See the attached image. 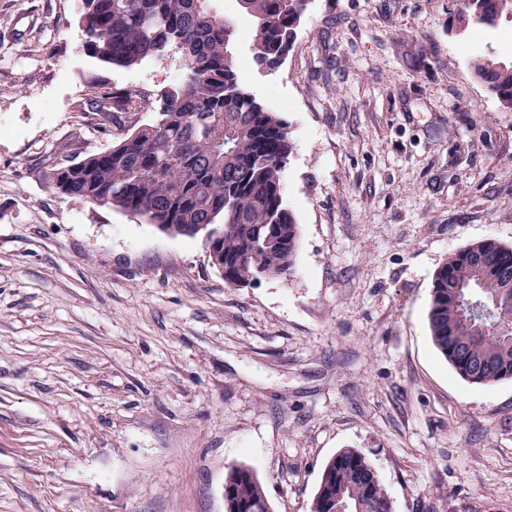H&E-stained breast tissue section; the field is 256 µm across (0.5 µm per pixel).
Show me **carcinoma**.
Segmentation results:
<instances>
[{"mask_svg":"<svg viewBox=\"0 0 512 512\" xmlns=\"http://www.w3.org/2000/svg\"><path fill=\"white\" fill-rule=\"evenodd\" d=\"M211 0H84V50L112 66H129L181 47V81L161 92L151 122L102 152L44 172L56 192L133 212L173 234L204 236L224 266V282L246 287L293 272L300 224L284 202L282 174L292 153L279 113L261 105L238 76V30L213 14ZM251 25L252 60L279 68L292 50L308 0H238ZM512 0H468L448 19L464 32L473 20L494 29ZM476 79L512 110V57L487 47L472 65ZM127 95L91 86L100 112L123 109ZM431 339L456 373L474 385L512 379V246L472 243L434 274ZM267 500L249 467L224 481L225 512H248ZM367 504L393 512L372 460L344 448L324 466L310 512Z\"/></svg>","mask_w":512,"mask_h":512,"instance_id":"obj_1","label":"carcinoma"}]
</instances>
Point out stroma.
<instances>
[{
  "mask_svg": "<svg viewBox=\"0 0 512 512\" xmlns=\"http://www.w3.org/2000/svg\"><path fill=\"white\" fill-rule=\"evenodd\" d=\"M454 0H309L244 87L288 125L293 274L225 283L202 237L56 193L45 170L150 122L166 52L108 67L83 0H0V512H224L251 467L309 512L326 462L369 454L394 512H512V380L435 348L434 273L512 246V111L448 32ZM131 95L108 118L89 82Z\"/></svg>",
  "mask_w": 512,
  "mask_h": 512,
  "instance_id": "stroma-1",
  "label": "stroma"
}]
</instances>
